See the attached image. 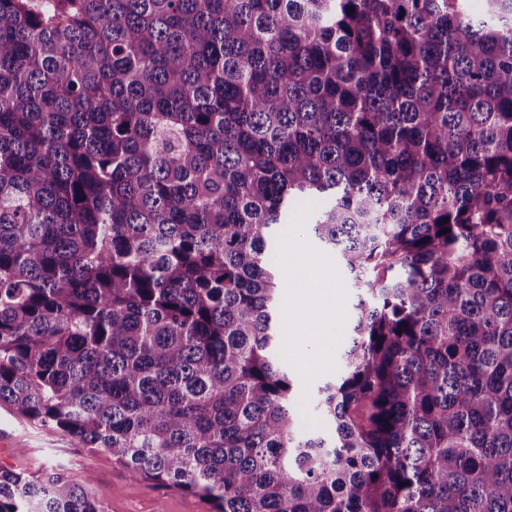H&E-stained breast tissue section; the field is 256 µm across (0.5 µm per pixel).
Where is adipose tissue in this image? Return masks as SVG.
<instances>
[{"mask_svg":"<svg viewBox=\"0 0 512 512\" xmlns=\"http://www.w3.org/2000/svg\"><path fill=\"white\" fill-rule=\"evenodd\" d=\"M283 258L289 269L300 276V286L293 291L284 312L288 324L287 341L292 344L301 337L311 336L319 344L316 351L297 360L300 377L306 382L326 367L325 347L340 331L339 290L325 266L317 262L303 263L301 249L294 240H286Z\"/></svg>","mask_w":512,"mask_h":512,"instance_id":"1","label":"adipose tissue"}]
</instances>
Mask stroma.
<instances>
[{
    "label": "stroma",
    "mask_w": 512,
    "mask_h": 512,
    "mask_svg": "<svg viewBox=\"0 0 512 512\" xmlns=\"http://www.w3.org/2000/svg\"><path fill=\"white\" fill-rule=\"evenodd\" d=\"M0 468L42 476L61 472L75 482L91 479L107 512H216L207 498L161 489L133 477L101 449L78 448L70 439L34 426L0 408Z\"/></svg>",
    "instance_id": "35a3bbf8"
}]
</instances>
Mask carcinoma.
<instances>
[{"mask_svg":"<svg viewBox=\"0 0 512 512\" xmlns=\"http://www.w3.org/2000/svg\"><path fill=\"white\" fill-rule=\"evenodd\" d=\"M300 198L353 291L317 429ZM0 405L216 512H512V0H0Z\"/></svg>","mask_w":512,"mask_h":512,"instance_id":"cac0c4a2","label":"carcinoma"}]
</instances>
